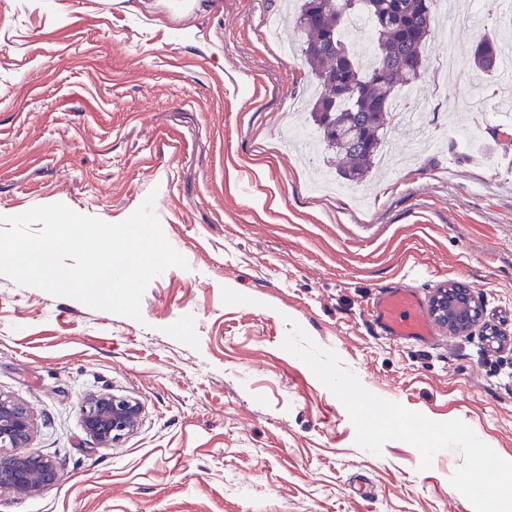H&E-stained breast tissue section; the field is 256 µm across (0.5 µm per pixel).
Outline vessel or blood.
Masks as SVG:
<instances>
[{
	"mask_svg": "<svg viewBox=\"0 0 512 512\" xmlns=\"http://www.w3.org/2000/svg\"><path fill=\"white\" fill-rule=\"evenodd\" d=\"M372 317L381 334L399 341L425 342L434 334L419 294L411 288L391 286L381 291L374 301Z\"/></svg>",
	"mask_w": 512,
	"mask_h": 512,
	"instance_id": "obj_1",
	"label": "vessel or blood"
}]
</instances>
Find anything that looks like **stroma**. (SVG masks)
Instances as JSON below:
<instances>
[{
  "instance_id": "1",
  "label": "stroma",
  "mask_w": 512,
  "mask_h": 512,
  "mask_svg": "<svg viewBox=\"0 0 512 512\" xmlns=\"http://www.w3.org/2000/svg\"><path fill=\"white\" fill-rule=\"evenodd\" d=\"M284 0H0V215L62 203L107 222L147 196L187 268L147 286L142 321L0 275V395L29 405L60 479L0 491V512H474L439 452L374 455L342 402L281 344L289 321L371 393L458 419L512 461V83L473 63L512 53L498 0H438L420 79L396 99L390 171L317 193L302 160L316 84L268 19ZM457 283L482 306L463 332L402 343L375 295ZM140 402L104 446L87 396ZM501 52L497 39L492 36H485L475 45L473 62L486 72L493 73L498 69Z\"/></svg>"
}]
</instances>
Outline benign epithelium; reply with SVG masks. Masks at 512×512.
I'll use <instances>...</instances> for the list:
<instances>
[{
    "label": "benign epithelium",
    "instance_id": "7a95c632",
    "mask_svg": "<svg viewBox=\"0 0 512 512\" xmlns=\"http://www.w3.org/2000/svg\"><path fill=\"white\" fill-rule=\"evenodd\" d=\"M433 317L451 332L474 325L482 308L469 289L457 284L439 288L432 296ZM87 435L107 446L134 431L141 418L136 400L116 394H97L79 408ZM34 432L31 412L18 402L0 396V490L19 496L41 494L60 478L56 463L27 446Z\"/></svg>",
    "mask_w": 512,
    "mask_h": 512
}]
</instances>
